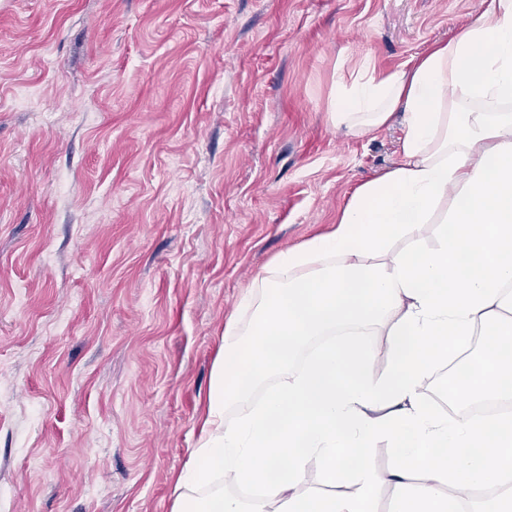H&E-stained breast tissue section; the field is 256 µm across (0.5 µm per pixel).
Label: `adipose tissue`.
<instances>
[{
  "label": "adipose tissue",
  "mask_w": 512,
  "mask_h": 512,
  "mask_svg": "<svg viewBox=\"0 0 512 512\" xmlns=\"http://www.w3.org/2000/svg\"><path fill=\"white\" fill-rule=\"evenodd\" d=\"M397 113L396 167L357 187L335 229L281 252L225 324L172 512H371L382 484L392 512H512V0H480L459 33L399 69L365 60L337 79L336 125L370 133ZM441 207L426 245L417 230ZM344 324L383 331L384 351L349 338L296 367ZM476 334L481 350L450 391L499 412L435 411L426 381ZM378 441L393 468H374ZM311 462L333 493H300ZM228 483L263 492L246 500ZM475 486L498 488L490 508Z\"/></svg>",
  "instance_id": "obj_1"
}]
</instances>
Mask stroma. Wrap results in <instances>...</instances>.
Instances as JSON below:
<instances>
[{"label": "stroma", "instance_id": "stroma-1", "mask_svg": "<svg viewBox=\"0 0 512 512\" xmlns=\"http://www.w3.org/2000/svg\"><path fill=\"white\" fill-rule=\"evenodd\" d=\"M479 0H0V505L172 512L224 324L398 163L331 120Z\"/></svg>", "mask_w": 512, "mask_h": 512}]
</instances>
